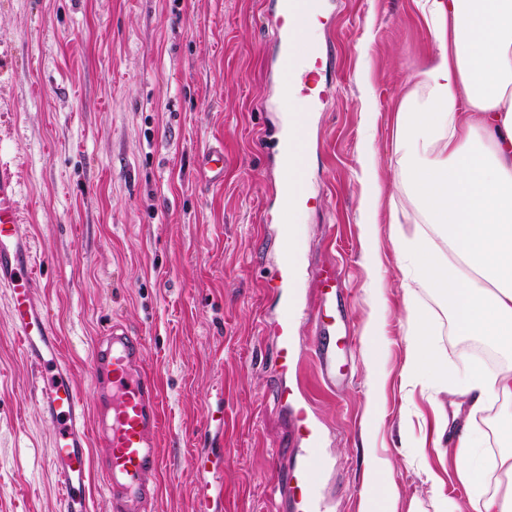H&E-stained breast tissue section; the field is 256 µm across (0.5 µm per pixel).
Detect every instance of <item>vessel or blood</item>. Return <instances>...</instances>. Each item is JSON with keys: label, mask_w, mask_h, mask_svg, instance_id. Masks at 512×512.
Masks as SVG:
<instances>
[{"label": "vessel or blood", "mask_w": 512, "mask_h": 512, "mask_svg": "<svg viewBox=\"0 0 512 512\" xmlns=\"http://www.w3.org/2000/svg\"><path fill=\"white\" fill-rule=\"evenodd\" d=\"M312 0H280L282 15L275 31L281 46L278 58L282 94L278 111L288 112L298 103L314 105L308 82L310 73L293 65L296 55L308 61L319 58L317 49H302L293 39L292 27L302 26ZM200 177L209 183L224 179V147L211 144L196 156ZM19 184L10 170L0 166V288L11 301V321L26 360L37 369L41 384L37 405L42 416L54 424L57 435L50 457L66 505V512H92L87 495L92 467L106 479L114 512H154L159 498L158 483L147 476L162 469L157 436L162 424V394L154 374L142 363L143 342L127 326L113 322L106 335L98 337L91 351L90 374L102 393L95 423L87 412L69 367L60 355L59 336L49 320L46 304L38 294L40 282L32 242L20 230ZM324 293L318 309L307 318L318 336H349L347 322L325 320L322 310L336 305V269L328 267ZM279 328L282 332L278 358L287 364L294 358L288 330L298 313L294 293L280 289ZM314 357L324 383L335 387L342 368L332 349L315 347ZM295 433L300 444L290 470L276 486L290 512H325L316 482L318 470L311 459L320 435L305 405H298Z\"/></svg>", "instance_id": "vessel-or-blood-1"}]
</instances>
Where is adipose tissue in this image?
Listing matches in <instances>:
<instances>
[{
    "label": "adipose tissue",
    "instance_id": "1",
    "mask_svg": "<svg viewBox=\"0 0 512 512\" xmlns=\"http://www.w3.org/2000/svg\"><path fill=\"white\" fill-rule=\"evenodd\" d=\"M436 44L397 115L396 150L404 188L420 225L395 228L409 285L444 298L460 331L512 350V0H416ZM365 257L378 240L379 174L374 151L359 158ZM410 361L403 377H433L440 391L465 397L471 414L512 397V372L472 364L452 373L440 359L427 309L410 308ZM481 437L464 425L456 439L465 501L440 497L438 512H512V451L486 465ZM504 482L486 486L488 467ZM389 460L372 458L360 512H396Z\"/></svg>",
    "mask_w": 512,
    "mask_h": 512
}]
</instances>
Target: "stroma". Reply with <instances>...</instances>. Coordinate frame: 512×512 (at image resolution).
Instances as JSON below:
<instances>
[{"instance_id":"1","label":"stroma","mask_w":512,"mask_h":512,"mask_svg":"<svg viewBox=\"0 0 512 512\" xmlns=\"http://www.w3.org/2000/svg\"><path fill=\"white\" fill-rule=\"evenodd\" d=\"M277 0H0V157L18 172L40 283L61 353L88 407L92 343L112 322L143 337L163 390L158 512H200L211 481L222 512H279L272 488L297 441L281 387L304 390L321 432L327 512H359L371 457L389 458L399 512L462 501L454 455L436 449L438 394L404 385L409 303L427 307L449 367L470 362V339L445 301L406 294L390 223L415 226L394 132L401 99L435 44L415 0H324L316 32L322 67L308 123L306 193L293 281L304 310L289 330L297 359L281 371L276 276L282 268L278 186L282 115L274 37ZM373 89L372 104L362 86ZM377 113L367 125L366 107ZM224 145V180L209 186L196 155ZM376 154L382 193L379 264L364 262L356 176ZM335 263L342 312L357 341L335 392L317 382L313 332L319 273ZM387 303L381 393L368 379L363 337L374 291ZM0 289V512H64L49 464L55 429L36 405L39 377L11 329Z\"/></svg>"}]
</instances>
